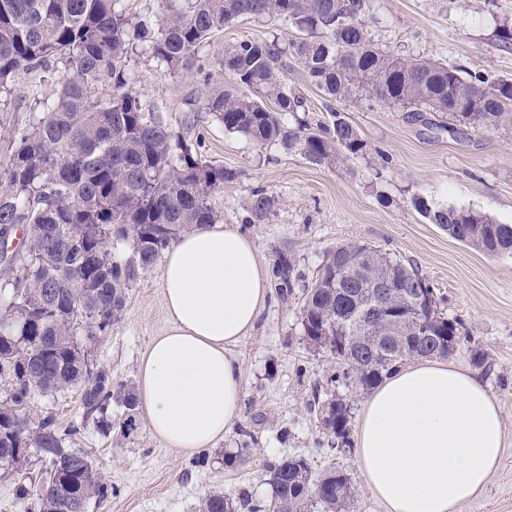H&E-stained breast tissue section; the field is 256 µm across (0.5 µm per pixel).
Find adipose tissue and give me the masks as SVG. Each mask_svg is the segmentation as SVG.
<instances>
[{
  "label": "adipose tissue",
  "instance_id": "1",
  "mask_svg": "<svg viewBox=\"0 0 512 512\" xmlns=\"http://www.w3.org/2000/svg\"><path fill=\"white\" fill-rule=\"evenodd\" d=\"M254 241L233 224H201L164 253L168 326L137 368L150 433L190 456L223 440L240 412L242 369L231 349L269 296ZM506 442L501 406L476 373L443 359L400 368L370 391L356 462L384 512H458L488 485Z\"/></svg>",
  "mask_w": 512,
  "mask_h": 512
}]
</instances>
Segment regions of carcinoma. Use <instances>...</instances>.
I'll return each instance as SVG.
<instances>
[{
    "label": "carcinoma",
    "mask_w": 512,
    "mask_h": 512,
    "mask_svg": "<svg viewBox=\"0 0 512 512\" xmlns=\"http://www.w3.org/2000/svg\"><path fill=\"white\" fill-rule=\"evenodd\" d=\"M157 10L133 17L125 0H0V94L60 74L58 89L33 96L28 123L12 132L0 171V470L17 469L14 449L38 451L48 461L40 492L24 483L15 495L38 512H87L107 495L88 452L66 446L55 418L36 422L26 409L37 395L80 392L85 416L112 431V405L135 421L136 398L110 372L90 368L91 347L118 322L139 274L155 266L170 244L196 224H215L214 193L236 173L198 156L159 112L134 90L130 61L143 55L171 74L191 69L218 31L247 17L278 21L303 36L285 43L248 40L224 48L221 64L234 77L224 86L203 79L201 109L229 133L255 144L298 150L315 164L358 155L366 142L340 113L332 124L307 131L284 116L302 106L288 93L279 66L293 55L331 99L446 112L459 123L512 128V79H490L432 59L395 55L371 38L368 0H156ZM275 205L263 189L251 212L261 221ZM413 208L452 238L487 254L512 253V224L472 210L435 207L423 196ZM129 244L119 257L114 244ZM293 261L275 264L280 287H291ZM393 273L411 287L434 289L413 267L380 250L340 245L325 252L300 308L309 343L340 361L342 375L369 392L420 354L453 355L458 322L430 298L425 318L448 349L408 327L373 335L371 297L363 284ZM331 437L346 438L350 406L334 399L321 407ZM277 512H353L347 474L334 467L312 479L308 461L286 456L268 468ZM202 512H269L263 499L222 492L202 499Z\"/></svg>",
    "instance_id": "obj_1"
}]
</instances>
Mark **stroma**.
<instances>
[{
	"label": "stroma",
	"instance_id": "35a3bbf8",
	"mask_svg": "<svg viewBox=\"0 0 512 512\" xmlns=\"http://www.w3.org/2000/svg\"><path fill=\"white\" fill-rule=\"evenodd\" d=\"M369 31L384 50L410 52L458 65L469 72L512 77V48L497 34L512 23V0H369ZM279 23L239 19L216 33L200 51L202 71L170 74L139 55L132 59L135 87L173 129L206 160L234 171L212 203L223 224L251 236L267 265L280 252L295 263L291 292L270 279L269 299L252 332L238 343L243 397L235 425L215 447L183 456L154 439L143 415L126 429L120 408L112 431L102 434L86 419L76 390L38 396L27 414L54 415L60 430L80 429L75 442L90 455L110 491L91 501L88 512H198L207 494L246 492L271 499L267 469L298 455L314 473L343 469L355 496V512H383L364 485L355 449L332 447L322 424L321 404L336 397L360 413L366 396L354 385L330 386L336 358L309 345L300 307L324 253L341 243L369 244L418 268L434 289L441 312L459 324L455 362L472 366L475 350L486 364L478 371L502 409L506 448L485 492L458 512H512V256H491L453 239L414 210L413 196L435 205L471 209L512 224V133L478 125L452 126L440 112H410L357 98L334 100L310 82L302 63L285 58L281 70L289 91L304 103L287 114L295 125L327 124L340 112L367 143L365 154L344 163L318 165L299 151L256 145L226 132L200 108L204 79L231 83L220 60L225 46L244 40L294 38ZM265 189L277 200L267 219L254 220L252 194ZM160 267L141 275L125 312L91 348L113 382L135 384L137 363L151 339L167 326ZM251 442L249 458L226 465L224 457Z\"/></svg>",
	"mask_w": 512,
	"mask_h": 512
}]
</instances>
